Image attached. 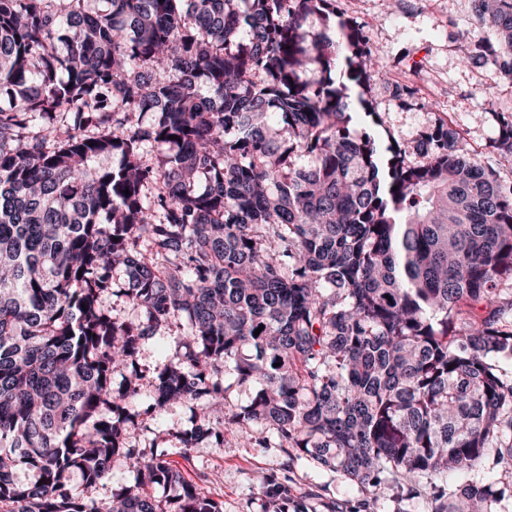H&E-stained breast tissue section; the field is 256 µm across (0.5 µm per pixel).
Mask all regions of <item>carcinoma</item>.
Instances as JSON below:
<instances>
[{"label": "carcinoma", "instance_id": "obj_1", "mask_svg": "<svg viewBox=\"0 0 512 512\" xmlns=\"http://www.w3.org/2000/svg\"><path fill=\"white\" fill-rule=\"evenodd\" d=\"M89 2L0 0V512H102L115 463L109 512H223L129 441L147 376L145 413L192 408L185 457L273 432L432 512H499L512 486L473 473H512V181L446 122L416 163L379 133L384 73L336 0ZM476 2L499 39L475 58L512 80V0ZM227 371L254 388L228 420ZM180 332L175 325H169L161 329L156 336L150 339L142 348L141 360L146 365H155L170 354ZM130 481L127 469L122 464H114L106 478L95 488L88 491V495L94 498L104 508L108 507L112 500V493Z\"/></svg>", "mask_w": 512, "mask_h": 512}]
</instances>
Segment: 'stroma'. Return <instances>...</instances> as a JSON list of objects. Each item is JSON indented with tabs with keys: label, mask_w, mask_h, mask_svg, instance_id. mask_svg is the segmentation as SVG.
<instances>
[{
	"label": "stroma",
	"mask_w": 512,
	"mask_h": 512,
	"mask_svg": "<svg viewBox=\"0 0 512 512\" xmlns=\"http://www.w3.org/2000/svg\"><path fill=\"white\" fill-rule=\"evenodd\" d=\"M337 5L362 27L376 60L391 74L390 82L374 81L370 90L383 129L408 144L419 130L444 120L460 131L484 166L512 177V162L496 147L500 120L512 115V82L491 83L488 64L460 63L475 41L497 39L495 29L475 26V0H337ZM395 81L414 89L408 104L393 97ZM485 91L493 105L484 111L478 99ZM189 417V408L177 403L155 418L150 431L134 429L128 437L142 448L154 441L172 447L173 466L203 494L222 502L223 512H272L260 483L269 474L288 477L290 495L303 500L307 512H328L332 501L343 508L367 501L372 512L398 508L395 489H366L338 473L289 460L280 449L233 437L223 447L202 444L181 457L174 433Z\"/></svg>",
	"instance_id": "35a3bbf8"
}]
</instances>
